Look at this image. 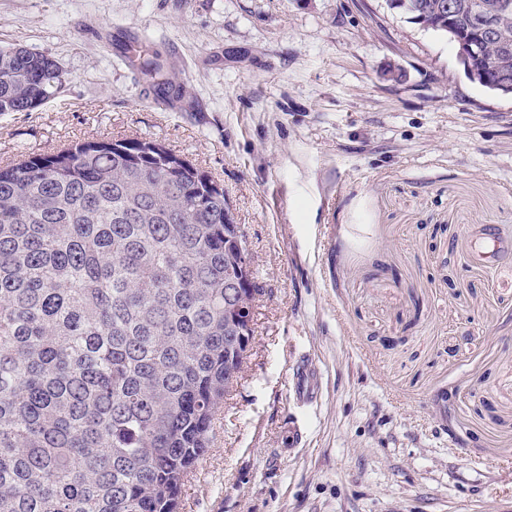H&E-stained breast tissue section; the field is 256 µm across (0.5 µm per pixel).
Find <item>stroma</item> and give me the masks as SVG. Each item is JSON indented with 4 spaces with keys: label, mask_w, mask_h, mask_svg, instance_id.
I'll return each instance as SVG.
<instances>
[{
    "label": "stroma",
    "mask_w": 512,
    "mask_h": 512,
    "mask_svg": "<svg viewBox=\"0 0 512 512\" xmlns=\"http://www.w3.org/2000/svg\"><path fill=\"white\" fill-rule=\"evenodd\" d=\"M0 45L64 74L0 166L155 139L247 236L253 339L180 512H512V98L449 37L385 0H0Z\"/></svg>",
    "instance_id": "obj_1"
}]
</instances>
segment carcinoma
Listing matches in <instances>:
<instances>
[{
    "label": "carcinoma",
    "mask_w": 512,
    "mask_h": 512,
    "mask_svg": "<svg viewBox=\"0 0 512 512\" xmlns=\"http://www.w3.org/2000/svg\"><path fill=\"white\" fill-rule=\"evenodd\" d=\"M488 57L512 69V0ZM443 0L398 13L448 34ZM53 58L0 47V112L61 89ZM224 186L146 137L0 167V512H178L253 337L260 288Z\"/></svg>",
    "instance_id": "carcinoma-1"
}]
</instances>
